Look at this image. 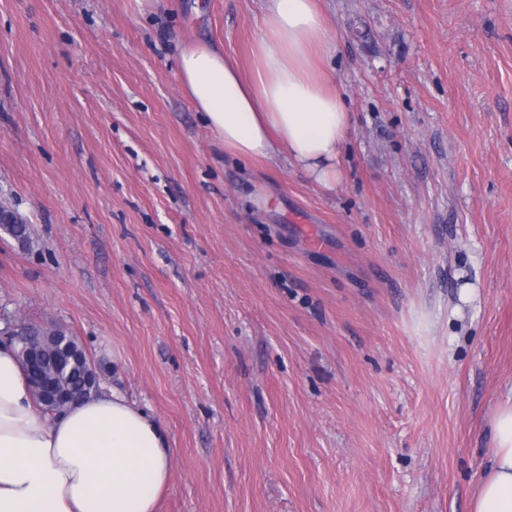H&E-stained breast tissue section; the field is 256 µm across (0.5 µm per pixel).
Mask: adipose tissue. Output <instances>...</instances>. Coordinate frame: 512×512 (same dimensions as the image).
<instances>
[{"label":"adipose tissue","mask_w":512,"mask_h":512,"mask_svg":"<svg viewBox=\"0 0 512 512\" xmlns=\"http://www.w3.org/2000/svg\"><path fill=\"white\" fill-rule=\"evenodd\" d=\"M254 75L223 49L191 41L177 56L184 94L235 158L287 153L334 188L350 128L325 80L326 22L318 0H261ZM491 470L472 512H512V400L492 417ZM172 478L167 432L119 391H102L46 417L14 346L0 345V512H155Z\"/></svg>","instance_id":"obj_1"}]
</instances>
